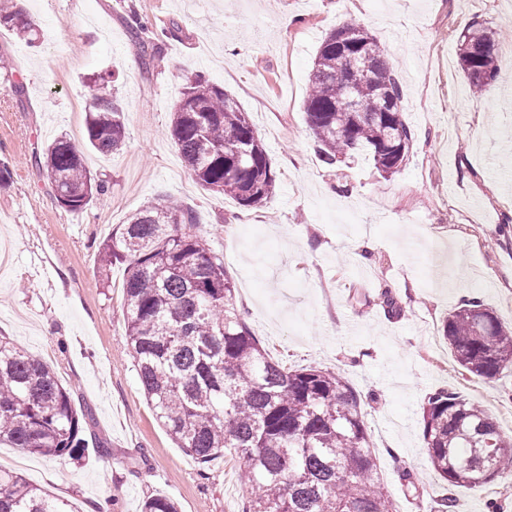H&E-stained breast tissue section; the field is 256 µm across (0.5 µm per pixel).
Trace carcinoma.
I'll return each mask as SVG.
<instances>
[{"mask_svg": "<svg viewBox=\"0 0 512 512\" xmlns=\"http://www.w3.org/2000/svg\"><path fill=\"white\" fill-rule=\"evenodd\" d=\"M32 45L33 21L0 0V28ZM496 31L482 22L457 44L461 69L483 95L498 70ZM109 77L90 78L87 146L107 155L126 137L123 109ZM393 62L365 27L328 33L317 50L304 101L306 122L328 165L366 150L376 169L395 173L412 134L403 119ZM171 137L206 190L244 207L267 201L276 175L250 115L202 75L185 80ZM62 207L84 209L106 181L86 168L81 149L56 138L32 157ZM195 212L168 199L144 204L99 249L101 268L125 265L122 316L139 383L156 420L179 448L208 465L229 451L243 464V512H397L378 481V466L359 398L342 369H291L273 359L243 320L234 286L206 239L192 232ZM442 338L466 372L495 379L512 367V329L479 301L448 315ZM91 410L46 362L0 341V445L50 458L77 459ZM424 450L452 487L482 486L512 476V440L485 410L445 389L422 411ZM0 512H75L69 501L0 469ZM141 512H178L153 495Z\"/></svg>", "mask_w": 512, "mask_h": 512, "instance_id": "carcinoma-1", "label": "carcinoma"}]
</instances>
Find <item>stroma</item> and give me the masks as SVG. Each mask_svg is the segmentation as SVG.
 I'll return each mask as SVG.
<instances>
[{
	"label": "stroma",
	"instance_id": "35a3bbf8",
	"mask_svg": "<svg viewBox=\"0 0 512 512\" xmlns=\"http://www.w3.org/2000/svg\"><path fill=\"white\" fill-rule=\"evenodd\" d=\"M35 45L0 29V58L23 86L0 85V336L51 364L91 409L82 459L0 447V467L68 500L76 512H140L155 493L180 512H239L246 477L224 456L201 468L156 421L121 319L124 267L99 277L100 244L127 214L171 196L224 262L254 335L290 368H342L364 412L381 485L398 512H512V484L451 488L424 452L421 407L445 389L491 414L512 438V367L472 376L441 337L473 294L512 327V35L501 68L474 95L457 41L475 21L512 22V0H27ZM159 35L145 64L135 21ZM368 27L394 61L412 133L398 172L369 155L322 162L303 104L317 49L334 28ZM106 72L126 112V140L86 164L109 191L72 212L29 159L60 135L85 143L88 79ZM224 86L249 113L278 180L257 207L212 195L185 166L168 127L184 80ZM371 241L365 253L355 245ZM108 448L99 458L97 446ZM423 489L403 494L402 469Z\"/></svg>",
	"mask_w": 512,
	"mask_h": 512
}]
</instances>
